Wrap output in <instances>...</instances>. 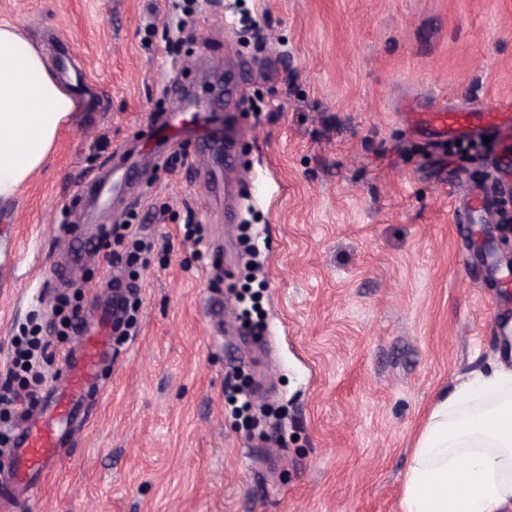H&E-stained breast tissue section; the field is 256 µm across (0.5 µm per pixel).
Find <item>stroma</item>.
<instances>
[{
    "label": "stroma",
    "instance_id": "35a3bbf8",
    "mask_svg": "<svg viewBox=\"0 0 512 512\" xmlns=\"http://www.w3.org/2000/svg\"><path fill=\"white\" fill-rule=\"evenodd\" d=\"M173 0H0L38 45L73 40L94 82L49 163L0 203V375L11 341L50 313L61 240L136 211L148 265L135 324L112 338L105 388L76 445L44 468L32 512H401L438 395L512 368L480 261L512 263V226L453 220L459 176L487 171L413 131L409 112L512 100V0H195L183 43L154 29ZM242 68L243 106L185 113L167 154L232 142L209 171L147 160L108 207L77 197L184 85ZM236 223H224V206ZM223 262L214 265L213 253ZM110 268L64 284L83 309ZM224 299V325L210 309ZM264 324L253 331L245 303Z\"/></svg>",
    "mask_w": 512,
    "mask_h": 512
}]
</instances>
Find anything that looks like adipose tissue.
I'll use <instances>...</instances> for the list:
<instances>
[{
    "label": "adipose tissue",
    "instance_id": "obj_1",
    "mask_svg": "<svg viewBox=\"0 0 512 512\" xmlns=\"http://www.w3.org/2000/svg\"><path fill=\"white\" fill-rule=\"evenodd\" d=\"M76 103L35 42L0 24V201L46 162ZM403 512H512V371L460 378L405 474Z\"/></svg>",
    "mask_w": 512,
    "mask_h": 512
}]
</instances>
